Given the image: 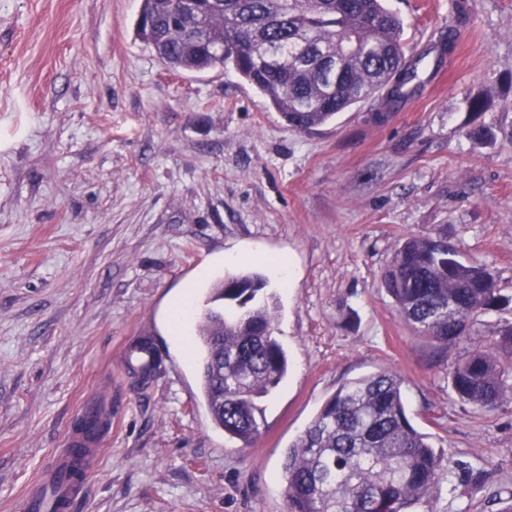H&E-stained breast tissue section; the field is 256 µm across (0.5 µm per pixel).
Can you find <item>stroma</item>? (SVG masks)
Returning a JSON list of instances; mask_svg holds the SVG:
<instances>
[{"label":"stroma","instance_id":"obj_1","mask_svg":"<svg viewBox=\"0 0 512 512\" xmlns=\"http://www.w3.org/2000/svg\"><path fill=\"white\" fill-rule=\"evenodd\" d=\"M387 5L410 53L454 27L450 63L383 120L370 99L300 133L232 68L169 70L136 35L140 0H0V512L88 397L112 433L78 512H287L289 447L341 384L384 368L459 465L417 512L512 497V403L461 401L463 347L416 336L382 282L407 239L442 233L512 296V0ZM481 125L493 140L469 139ZM244 271L268 276L290 362L251 448L212 423L168 324L186 285L201 302ZM141 336L161 360L147 380L122 361Z\"/></svg>","mask_w":512,"mask_h":512}]
</instances>
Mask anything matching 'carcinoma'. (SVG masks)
<instances>
[{"instance_id": "carcinoma-1", "label": "carcinoma", "mask_w": 512, "mask_h": 512, "mask_svg": "<svg viewBox=\"0 0 512 512\" xmlns=\"http://www.w3.org/2000/svg\"><path fill=\"white\" fill-rule=\"evenodd\" d=\"M136 34L172 70L231 66L303 133L373 97L378 113L397 108L455 41L450 28L406 56L402 21L383 0H141ZM383 282L402 319L445 350L469 339L479 314L508 303L491 270L462 260L441 235L407 240ZM266 286L257 273L214 284L193 349L213 424L245 448L260 436L257 401L288 373ZM402 384L383 369L328 398L283 460L287 512H409L453 476L452 457L411 424ZM451 386L485 409L512 401V325L458 356Z\"/></svg>"}]
</instances>
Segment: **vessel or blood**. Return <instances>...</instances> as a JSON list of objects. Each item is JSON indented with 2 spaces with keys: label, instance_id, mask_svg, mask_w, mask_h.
<instances>
[{
  "label": "vessel or blood",
  "instance_id": "1",
  "mask_svg": "<svg viewBox=\"0 0 512 512\" xmlns=\"http://www.w3.org/2000/svg\"><path fill=\"white\" fill-rule=\"evenodd\" d=\"M124 364L149 377L158 368V358L145 340L139 339L127 346ZM101 452L100 434L70 427L53 462L41 470L22 494L25 512H74L83 499L85 488L82 480L70 477L69 469L76 461L82 468H90Z\"/></svg>",
  "mask_w": 512,
  "mask_h": 512
}]
</instances>
